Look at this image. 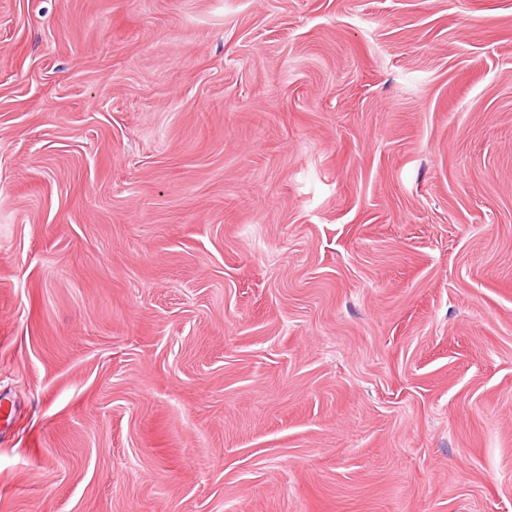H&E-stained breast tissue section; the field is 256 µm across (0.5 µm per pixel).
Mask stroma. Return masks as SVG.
<instances>
[{"mask_svg":"<svg viewBox=\"0 0 512 512\" xmlns=\"http://www.w3.org/2000/svg\"><path fill=\"white\" fill-rule=\"evenodd\" d=\"M0 512H512V0H0Z\"/></svg>","mask_w":512,"mask_h":512,"instance_id":"stroma-1","label":"stroma"}]
</instances>
